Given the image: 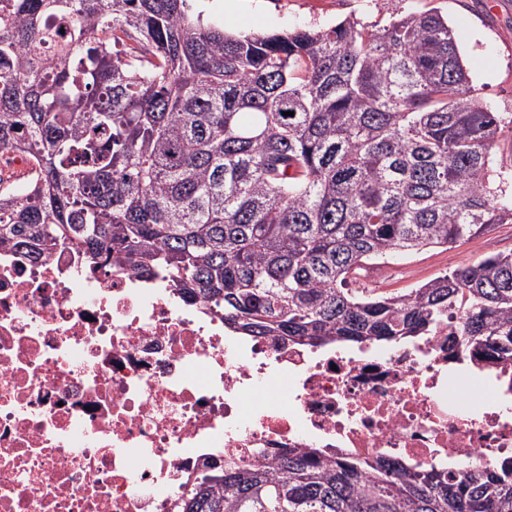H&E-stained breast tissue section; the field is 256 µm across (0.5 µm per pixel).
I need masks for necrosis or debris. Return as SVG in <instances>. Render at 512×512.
Wrapping results in <instances>:
<instances>
[{"instance_id": "1", "label": "necrosis or debris", "mask_w": 512, "mask_h": 512, "mask_svg": "<svg viewBox=\"0 0 512 512\" xmlns=\"http://www.w3.org/2000/svg\"><path fill=\"white\" fill-rule=\"evenodd\" d=\"M357 351L227 336L134 268L0 248V512H185L227 463L284 448L465 473L512 456V365L470 389L448 347Z\"/></svg>"}]
</instances>
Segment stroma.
<instances>
[{
	"label": "stroma",
	"mask_w": 512,
	"mask_h": 512,
	"mask_svg": "<svg viewBox=\"0 0 512 512\" xmlns=\"http://www.w3.org/2000/svg\"><path fill=\"white\" fill-rule=\"evenodd\" d=\"M438 9L447 16L475 94L512 119V0H193V12L235 34L325 28L347 17L386 24L392 13ZM512 252V224L491 226L478 239L425 249L395 265L359 272L354 287L383 293L408 289L481 258Z\"/></svg>",
	"instance_id": "obj_1"
}]
</instances>
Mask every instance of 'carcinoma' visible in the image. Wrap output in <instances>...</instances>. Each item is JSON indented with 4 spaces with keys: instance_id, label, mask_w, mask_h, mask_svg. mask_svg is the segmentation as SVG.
<instances>
[{
    "instance_id": "cac0c4a2",
    "label": "carcinoma",
    "mask_w": 512,
    "mask_h": 512,
    "mask_svg": "<svg viewBox=\"0 0 512 512\" xmlns=\"http://www.w3.org/2000/svg\"><path fill=\"white\" fill-rule=\"evenodd\" d=\"M502 122L435 9L236 35L187 0H0V246L136 266L282 342L413 343L457 312L452 343L512 360V253L349 287L512 223ZM15 152L30 195L3 186ZM187 512H512V458L458 480L290 448L207 475Z\"/></svg>"
}]
</instances>
